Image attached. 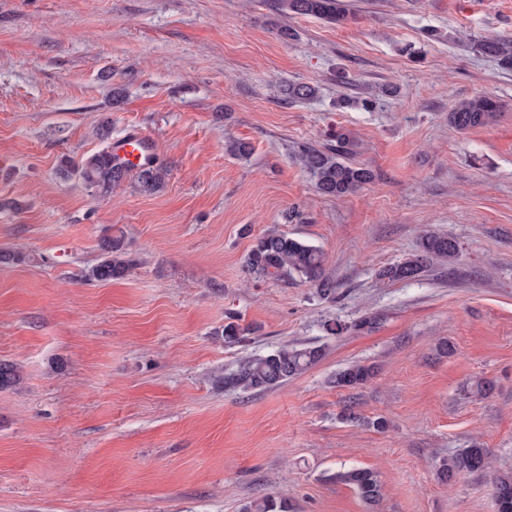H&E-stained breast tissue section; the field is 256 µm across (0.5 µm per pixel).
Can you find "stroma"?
<instances>
[{"label": "stroma", "mask_w": 512, "mask_h": 512, "mask_svg": "<svg viewBox=\"0 0 512 512\" xmlns=\"http://www.w3.org/2000/svg\"><path fill=\"white\" fill-rule=\"evenodd\" d=\"M354 2L356 19L330 24L277 0H0V250L30 256L0 264V360L23 376L0 390V512L282 496L290 512H368L333 478L352 468L378 472L379 512H494L491 476L512 473V71L470 40L512 39V0ZM288 82L318 94L288 100ZM479 92L502 112L450 128ZM103 119L155 139L161 190L99 197L60 177L62 158L102 149ZM337 131L374 178L331 198L292 154ZM242 139L248 158L227 153ZM272 224L324 251L336 301L245 273ZM427 232L454 238L457 262L380 280ZM107 234L138 264L86 281ZM365 315L373 328L353 329ZM229 322L250 334L225 341ZM285 344L325 355L274 389L213 384ZM356 363L376 376L336 386ZM475 442L491 472L440 482V459Z\"/></svg>", "instance_id": "stroma-1"}]
</instances>
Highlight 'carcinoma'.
<instances>
[{
  "label": "carcinoma",
  "instance_id": "cac0c4a2",
  "mask_svg": "<svg viewBox=\"0 0 512 512\" xmlns=\"http://www.w3.org/2000/svg\"><path fill=\"white\" fill-rule=\"evenodd\" d=\"M282 11L290 15L314 16L331 23L342 24L352 19L347 0H279ZM474 51L490 58L505 70H512V40L493 35L472 40ZM285 93L291 101L314 98L316 86L292 82ZM502 103L486 93H478L456 103L448 111V125L460 132L489 124L501 111ZM102 142L100 151L76 162L62 159L61 174L69 178L79 176L93 193L105 196L121 188L133 179L144 191L160 189L168 176L167 166L156 163L137 171L110 152L112 129L104 123L99 129ZM351 139L345 133L336 134L335 143L317 147L302 145L294 152L295 162L313 179L317 192L326 197L339 198L353 194L369 183L373 172L353 164L349 160ZM101 261L85 272L88 281L109 282L122 279L136 265L120 236L106 235L99 243ZM459 256L458 243L447 236L426 233L421 236L419 250L404 261L385 266L378 276L389 282L413 280L424 271L432 260L452 265ZM245 272L257 278L284 280L296 278L310 284L323 298L336 299V279L327 268L323 251L299 238L292 237L274 226L259 236L245 260ZM325 351L319 346L301 348L282 346L271 354L242 363L237 371L223 376L219 382L243 389H269L281 386L318 363ZM374 375L370 365L354 364L336 374V386L358 388L368 383ZM21 383L17 367L0 362V389L16 387ZM490 468L487 449L473 445L453 454L441 462L438 476L452 482L465 474L482 472ZM334 479L351 486L369 507H376L382 498V484L377 472L369 468H357L338 472ZM492 495L495 512H512V475H496L492 478ZM243 512H289L285 498L275 500L266 497L243 507Z\"/></svg>",
  "mask_w": 512,
  "mask_h": 512
}]
</instances>
